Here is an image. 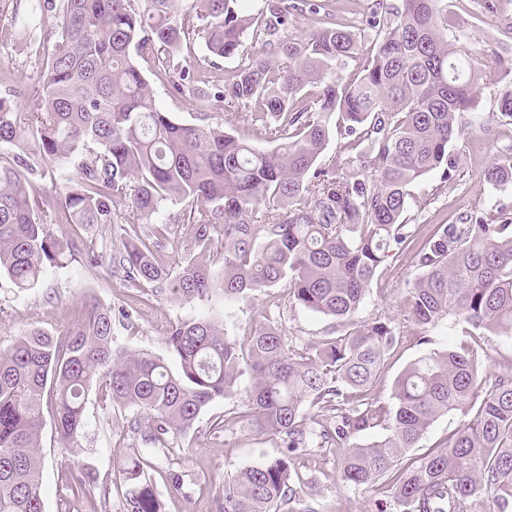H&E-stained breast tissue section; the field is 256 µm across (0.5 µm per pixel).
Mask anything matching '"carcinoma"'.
<instances>
[{
	"mask_svg": "<svg viewBox=\"0 0 512 512\" xmlns=\"http://www.w3.org/2000/svg\"><path fill=\"white\" fill-rule=\"evenodd\" d=\"M11 14L8 36L25 39L44 10L55 11L57 39L37 89L40 107L20 112L0 94V275L20 290L77 255L123 271L135 312L142 289L171 290L186 302L286 291L288 300L336 321L340 330L302 349L287 344L270 299L241 340L216 321L169 326L170 359L113 345L112 308L83 302L66 310V335L39 325L0 348V512H44L40 495L44 403L54 433L83 447L91 392L114 411L132 408L127 432L170 456L200 413L251 387L239 411L216 423L247 422L280 439L283 451L225 475L219 512H323L304 459L334 453L344 487L383 494L390 512H512V372H484L479 338L512 337V215L481 203L412 253L420 274L408 284L403 320L355 321L389 253L415 241L405 213L410 187L440 174L436 193L457 185L466 114L481 89L503 85L495 116L512 120V67L463 50L462 30L442 0H374L358 21H336L332 0H47ZM308 12L315 28L290 34ZM204 39L208 66L237 59L214 94L238 104V124L277 143L261 151L222 125L184 124L156 104L137 60L177 78L195 97L203 72L180 62L184 44ZM250 42L257 51L244 50ZM36 133L38 150L25 138ZM347 155L321 161L333 133ZM74 168L55 210L68 226L44 223L35 189L44 169ZM512 182V146L483 171V184ZM183 203L178 217L163 214ZM133 209L150 225L141 237L125 225ZM185 224L186 263L175 269L165 243ZM119 240L101 252L90 229ZM220 270H214L215 264ZM452 319L470 340L432 347L437 325ZM406 325L424 352L398 376L392 407L371 390ZM467 420L442 446L411 454L441 416ZM380 427L372 441L356 436ZM142 454L121 475L126 512H163ZM66 486L76 501L99 487L98 472L73 464Z\"/></svg>",
	"mask_w": 512,
	"mask_h": 512,
	"instance_id": "obj_1",
	"label": "carcinoma"
}]
</instances>
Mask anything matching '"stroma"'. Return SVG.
I'll use <instances>...</instances> for the list:
<instances>
[{
	"instance_id": "35a3bbf8",
	"label": "stroma",
	"mask_w": 512,
	"mask_h": 512,
	"mask_svg": "<svg viewBox=\"0 0 512 512\" xmlns=\"http://www.w3.org/2000/svg\"><path fill=\"white\" fill-rule=\"evenodd\" d=\"M453 12L457 23L468 35L465 49L483 54L488 60H512V0H443ZM56 39L53 24H46L39 34L22 41L0 38V93L15 92L20 111H37L35 93L41 66ZM157 104L184 123L196 124L207 119L209 124H221L225 131L237 130L232 108L224 103L193 101L180 94L173 83L158 76L152 64L142 63ZM498 90H482L471 113L475 130L462 156L458 186L445 195H435L438 175H430L411 188L406 212L410 224L427 237L434 225L455 221L470 211L483 198L479 172L496 156L500 147L512 138V125L500 129L489 125L496 110ZM418 270L411 254L389 257L381 270V285L372 289L356 312V320L375 317L400 318V304L408 282ZM125 282L122 272H108L88 264L78 255L63 266L49 268L37 288L21 292L6 276H0V348L9 346L18 331L34 324L48 327L54 335L66 333L63 312L66 308L92 297L111 306L114 341L117 345L156 356H166L165 330L170 323L211 318L222 324L225 336L243 338L260 320L265 298H239L226 301L215 297L208 301L185 303L169 293L153 296L149 307L124 319L121 310L126 305ZM282 324L289 341L313 343L330 333L331 320L298 306L283 304ZM423 351L413 337L388 359L372 395L381 405L391 403L394 382L402 370ZM251 386L249 376L238 381L236 396L212 402L199 415L195 424V447L173 454L170 463L151 470L150 477L160 494L166 512H217L216 496L226 474L257 464L278 453L275 436L250 425L234 427L229 432L215 431L216 422L225 413L239 408ZM86 440L80 458L93 466L101 480L106 481L105 499L83 503L73 501L66 488L65 474L72 456L56 439L52 428H44L41 439L43 458L41 494L45 512H123L127 484L118 472L135 450L132 440L122 433L120 414L102 407L97 396H90L86 408ZM308 477L311 491L328 507L329 512H383L385 504L379 495L341 486L336 480L335 457H315L309 462ZM183 476L188 493L172 491L169 470Z\"/></svg>"
}]
</instances>
